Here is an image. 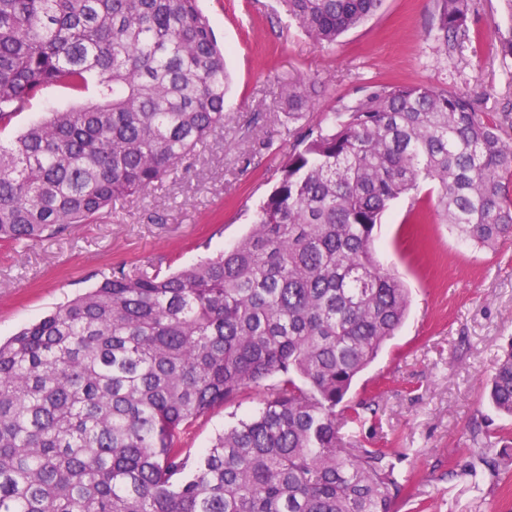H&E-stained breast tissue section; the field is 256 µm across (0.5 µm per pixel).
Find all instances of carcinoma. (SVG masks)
Instances as JSON below:
<instances>
[{
    "label": "carcinoma",
    "mask_w": 512,
    "mask_h": 512,
    "mask_svg": "<svg viewBox=\"0 0 512 512\" xmlns=\"http://www.w3.org/2000/svg\"><path fill=\"white\" fill-rule=\"evenodd\" d=\"M319 45L384 0H278ZM471 0H437L443 42ZM58 86L69 107L0 142V241L87 224L174 174L224 130L228 74L198 0H0V131ZM319 90L282 89L288 121ZM294 144L248 233L168 272L112 268L0 341V512H392L383 448L350 451L354 378L410 306L373 241L432 185L442 223L491 249L512 235V137L464 94L382 86ZM251 415L191 454L182 435L244 388ZM490 400L512 417V344Z\"/></svg>",
    "instance_id": "obj_1"
}]
</instances>
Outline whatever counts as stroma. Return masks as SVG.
<instances>
[{"label": "stroma", "instance_id": "stroma-1", "mask_svg": "<svg viewBox=\"0 0 512 512\" xmlns=\"http://www.w3.org/2000/svg\"><path fill=\"white\" fill-rule=\"evenodd\" d=\"M232 76L223 132L177 174L146 194L121 198L90 224L38 243H0V337L8 338L104 272L178 268L213 257L242 238L279 175L300 129L341 112L374 86L426 84L471 97L480 111L512 124V60L498 40L512 28L501 0H472L463 43L438 37L436 0H384L382 8L330 46L289 26L276 0H200ZM321 86L300 129L289 128L282 86ZM63 89L44 91L13 125L9 140L51 108L97 102ZM402 198L375 232V257L411 291L407 319L354 381L347 398L377 410L344 430L346 447L385 448L407 481L394 512H512V447L500 435L512 419L488 402L486 386L512 342V237L483 251L452 235L435 216L427 188ZM247 388L198 420L184 447L215 436L259 406ZM502 456L497 477L481 455Z\"/></svg>", "mask_w": 512, "mask_h": 512}]
</instances>
